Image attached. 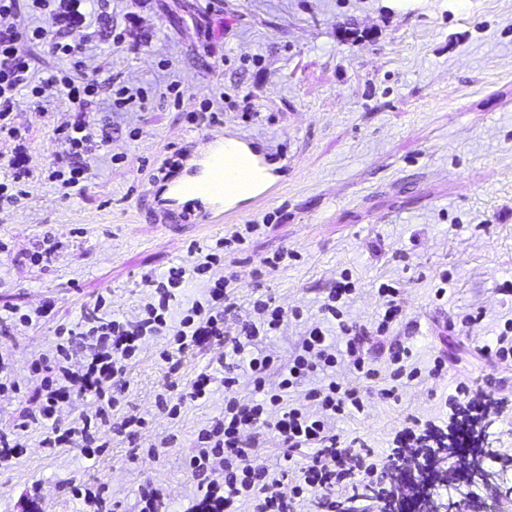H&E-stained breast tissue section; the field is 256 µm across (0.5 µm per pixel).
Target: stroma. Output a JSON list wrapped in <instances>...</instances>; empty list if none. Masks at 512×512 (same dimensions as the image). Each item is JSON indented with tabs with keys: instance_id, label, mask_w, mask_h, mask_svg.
<instances>
[{
	"instance_id": "obj_1",
	"label": "stroma",
	"mask_w": 512,
	"mask_h": 512,
	"mask_svg": "<svg viewBox=\"0 0 512 512\" xmlns=\"http://www.w3.org/2000/svg\"><path fill=\"white\" fill-rule=\"evenodd\" d=\"M110 10L84 30L104 141L88 159L85 192L69 198L35 180L0 220V358L19 385L0 394V432L37 410L31 361L59 332L95 309L134 315L150 294L145 276L190 266L191 244L229 236V221L177 236L141 208L159 167L197 138L195 112L221 113L214 132L258 142L288 167L280 194L246 218L263 232L225 247L206 275L237 278L226 327L257 299L300 310L301 321L286 320L265 343L283 365L341 275L356 285L346 318L366 326L381 309L379 285L401 287L402 321L365 339L376 371L365 410L339 416L336 433L380 457L405 415L438 417L458 385L488 383L512 400V358L484 351L512 322V297L499 292L512 282V0H112ZM122 86L141 89L144 104L113 107ZM44 94L59 102L48 117L16 105L26 138L0 140V180L11 155L37 171L63 151L52 130L72 111L56 88ZM48 234L62 247L43 267L29 255ZM12 309L31 324L15 325ZM397 344L423 377L393 401L381 391L393 384ZM169 346L148 339L128 369L124 404L145 426L111 437L94 458L46 449L42 426L26 425L25 448L0 466V512H82L75 476L108 482L112 512H130L144 489L157 493V512H184L198 494L184 459L224 410V349L186 350L171 377L160 359ZM203 372L215 377L209 398L186 402L174 420L159 412L164 384L184 392Z\"/></svg>"
}]
</instances>
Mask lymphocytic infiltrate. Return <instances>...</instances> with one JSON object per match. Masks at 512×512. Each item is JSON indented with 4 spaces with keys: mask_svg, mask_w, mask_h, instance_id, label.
Listing matches in <instances>:
<instances>
[{
    "mask_svg": "<svg viewBox=\"0 0 512 512\" xmlns=\"http://www.w3.org/2000/svg\"><path fill=\"white\" fill-rule=\"evenodd\" d=\"M88 0H30L33 11L52 20L51 28L35 27L19 30L2 25L3 17L17 14L18 0H0V135L22 139L16 126L13 107L19 97H26L38 112H48L49 100L42 96L41 84L32 81L27 45L38 44L60 58L70 61L68 69L52 72L49 84L55 85L62 98L82 107L91 104L100 86L97 75L83 72V40L74 34L85 26ZM56 138L68 147V160H57L41 171L40 177L57 184L64 193L82 191L88 180V165L84 155L98 149L92 124L82 116L55 127ZM191 267H173L147 277L155 301L146 303L137 315L124 319H106L91 315L81 326L84 353H77L72 341H58L52 354L36 358L31 370L41 379L39 390L43 403L38 412L30 414L29 422L47 426L42 441L47 448H78L89 457L98 452L100 435L111 432L132 433L144 425L143 417L124 412L125 384L120 381L128 371V362L136 356L146 339L160 334L172 336L175 351H164L162 360L170 370H177L175 354L206 340L223 342L231 357L245 361L252 373L255 397L242 400L237 395L238 378H224V413L211 425L201 429L197 444L185 464L203 490L201 501L192 502L186 512H238L242 501H249L252 512H293L297 503L315 502L318 512H338L353 499L359 488H368L380 497L409 496L406 484H393L388 476L407 458L426 453V435L437 432V424L422 428L418 416L407 415L404 425L394 436L393 446L385 464H377L375 454L366 444L342 439L335 432L337 415L346 408L363 411L364 400L359 390L343 383L311 389L306 403L288 396L290 389L317 372L335 370L338 362L335 343L329 342L325 327L337 325L345 340L349 369L357 377L373 378L374 371L366 365L363 338L366 326L347 322L339 307L341 300L353 291L351 282L338 281L329 303L321 307L323 324L308 327L293 359L287 366H276L271 355L261 347L263 339L279 330L286 313L271 300L254 303L237 332L224 326V314L234 308V274L207 286L203 301L187 309L180 320H173L177 302L175 288L180 287L187 273L202 274L221 261L216 248L193 245ZM277 376L276 387H268L270 376ZM87 398L84 409L73 407L75 396ZM496 397L493 390L479 385L461 386L457 399L449 403L446 413L448 440L455 465L469 459L474 444V428L485 419ZM278 433L286 449L284 460L293 463L295 450L312 451L309 464L301 467L300 475L288 494L273 495L269 488L288 479L287 471L269 474L268 470L252 465L250 450L254 439H245V430ZM289 480V479H288Z\"/></svg>",
    "mask_w": 512,
    "mask_h": 512,
    "instance_id": "f902f5d3",
    "label": "lymphocytic infiltrate"
}]
</instances>
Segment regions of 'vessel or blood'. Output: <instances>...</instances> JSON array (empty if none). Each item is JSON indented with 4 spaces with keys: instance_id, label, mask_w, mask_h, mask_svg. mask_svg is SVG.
<instances>
[{
    "instance_id": "vessel-or-blood-1",
    "label": "vessel or blood",
    "mask_w": 512,
    "mask_h": 512,
    "mask_svg": "<svg viewBox=\"0 0 512 512\" xmlns=\"http://www.w3.org/2000/svg\"><path fill=\"white\" fill-rule=\"evenodd\" d=\"M198 142V148L180 149L159 171V187L153 195L155 216L173 233L188 226L220 224L242 214L244 204H225L224 186L218 181L226 160L223 136L207 134ZM240 148L241 156L267 174L247 202H264L279 186V171L271 167L266 153L255 142L241 140Z\"/></svg>"
}]
</instances>
